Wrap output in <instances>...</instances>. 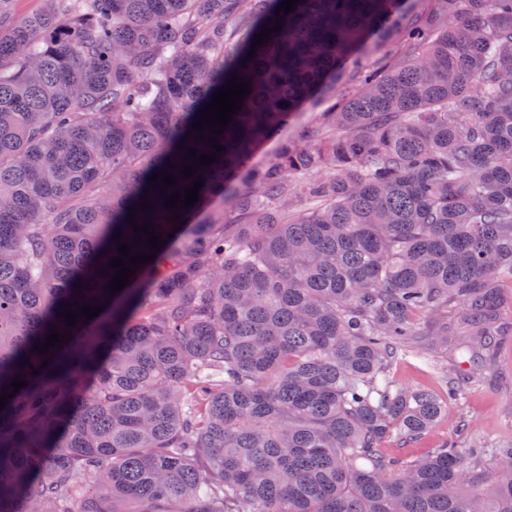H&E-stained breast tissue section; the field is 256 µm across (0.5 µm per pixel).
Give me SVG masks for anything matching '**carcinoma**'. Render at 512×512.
Segmentation results:
<instances>
[{"mask_svg": "<svg viewBox=\"0 0 512 512\" xmlns=\"http://www.w3.org/2000/svg\"><path fill=\"white\" fill-rule=\"evenodd\" d=\"M44 2L0 0V512H512V448L392 452L512 330V0ZM327 103L325 100L318 101L314 104L308 105L303 113L300 114L294 121L290 122L287 127L283 128L279 135L267 142L264 147V151L261 155V159H266L273 156L281 141L287 138H295L298 136L299 131L302 128L316 126V121L319 116V112H323L326 108ZM419 363L409 358L398 364L393 372L394 380L410 388L430 386L436 391H441V386Z\"/></svg>", "mask_w": 512, "mask_h": 512, "instance_id": "obj_1", "label": "carcinoma"}]
</instances>
